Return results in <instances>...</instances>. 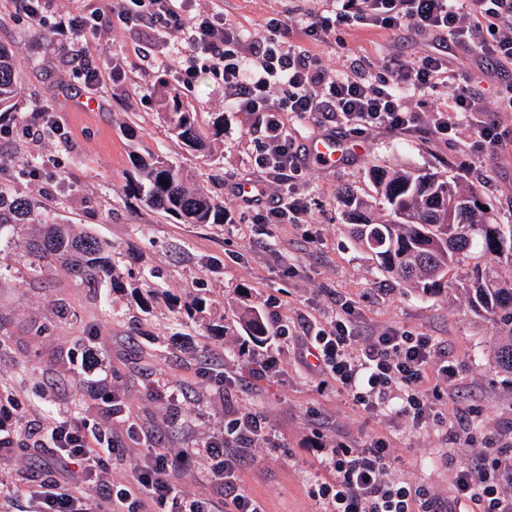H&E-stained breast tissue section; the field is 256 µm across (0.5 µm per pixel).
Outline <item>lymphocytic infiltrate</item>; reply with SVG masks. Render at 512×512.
Masks as SVG:
<instances>
[{"label": "lymphocytic infiltrate", "instance_id": "f902f5d3", "mask_svg": "<svg viewBox=\"0 0 512 512\" xmlns=\"http://www.w3.org/2000/svg\"><path fill=\"white\" fill-rule=\"evenodd\" d=\"M333 10L307 13L304 34L324 41L333 30L359 23L379 27L405 38L416 36L428 46L419 56H396L381 68L351 59L345 71L335 73L300 47L278 38L280 22L268 24V36L243 46L238 33L217 14L187 15L186 0H114L118 17L136 19L147 27L187 31L188 51L204 55L209 69L224 83V102L246 113L259 126L262 141L254 166L280 192L264 197L258 189L235 186L233 193L254 224H297L307 216V201L296 184L304 170L306 150L288 133L284 113L299 116L320 113L325 122L355 130L387 127L407 130L419 115L410 97L425 96L450 79L448 58L440 43L470 44L477 58L512 60V0H332ZM451 111L439 110L432 131L451 140L460 122H468L474 144L484 151L498 144L497 126L487 115L476 85L469 78L454 80ZM457 112L458 121L448 119ZM351 306L321 325L305 324L306 339L317 367L330 377L340 394L366 411L375 410L392 389H403L402 415L422 424L433 400L424 383L429 373L443 380L455 375L456 361L432 337L389 330L366 339L350 328ZM224 432L203 449L187 448L172 455L151 451L136 467L133 482L113 488L112 501L122 505L137 497L138 512H208L204 501L182 495L177 481L193 471L198 453L210 460L208 478L224 492L230 512H263L240 489L241 469L252 450L271 444L265 417L254 411L226 407ZM49 436L55 448L87 476L101 455L95 440L80 426L65 420ZM383 439L361 448L337 446L324 459L330 481L320 483L316 495L327 512H442L428 489L410 488L393 474L400 466ZM453 502L474 504L475 512H512V448H482L474 466L457 471Z\"/></svg>", "mask_w": 512, "mask_h": 512}]
</instances>
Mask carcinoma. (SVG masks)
Wrapping results in <instances>:
<instances>
[{
    "mask_svg": "<svg viewBox=\"0 0 512 512\" xmlns=\"http://www.w3.org/2000/svg\"><path fill=\"white\" fill-rule=\"evenodd\" d=\"M19 82L10 52L0 46V112L16 108ZM160 105L169 130L185 148L209 150L224 138V121L203 127L178 91L163 92ZM132 164L136 176L128 184V195L145 207L181 224L224 223V204L205 189L190 186L189 173L173 161L135 153ZM370 176L392 219L376 222L365 214L364 201L348 199L354 238L381 270L425 295L461 287L474 311L502 324L495 359L501 370L512 374V280L500 277L491 264L501 259L512 264V225L489 223L475 186L404 167L374 166ZM164 181L169 185H162ZM31 253L39 262L57 264L76 283L107 281L114 290L124 289L112 245L70 224H43ZM171 305L182 319L196 321L211 311L213 302L193 295L176 298ZM236 323L246 334V344L235 352L241 362L249 357L248 343L262 344L279 335L255 308L240 311Z\"/></svg>",
    "mask_w": 512,
    "mask_h": 512,
    "instance_id": "cac0c4a2",
    "label": "carcinoma"
}]
</instances>
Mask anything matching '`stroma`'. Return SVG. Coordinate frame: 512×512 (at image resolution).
<instances>
[{
  "label": "stroma",
  "mask_w": 512,
  "mask_h": 512,
  "mask_svg": "<svg viewBox=\"0 0 512 512\" xmlns=\"http://www.w3.org/2000/svg\"><path fill=\"white\" fill-rule=\"evenodd\" d=\"M309 7L308 0H190L187 13L222 14L248 41L265 35L271 19L283 20L281 39L307 44L332 69L356 57L379 67L425 50L362 25L305 43L300 29ZM67 12L98 20L96 34L74 44L54 39L51 27ZM0 44L12 49L22 76L18 107L6 117L14 131L0 137V192L31 203L35 219L72 224L110 243L120 266L156 270L160 291L145 311L132 291L85 288L62 270L38 267L24 249L32 225L0 210V426L10 441L0 449V512H31L29 492L46 482L85 491L90 512H112L101 489L132 480L149 453L147 434H158L171 453L201 447L223 430L228 400L261 412L276 442L256 449L240 475L263 512H319L313 490L329 477L321 461L339 445L384 438L402 461L398 478L443 502L475 449L489 442L512 448V374L499 371L491 355L499 325L474 313L462 291L425 296L381 271L349 234L342 203L356 195L385 218L369 170L404 164L479 186L497 222L512 224V111L497 114L499 145L491 154L476 148L469 127L451 141L431 132L433 110L451 103L447 86L422 98L421 121L405 132L288 117L297 143L333 137L348 153L332 168L307 162L298 183L310 207L302 223L248 224L232 192L257 179L251 160L258 134L248 116L225 109L223 84L203 66L181 96L203 126L223 120V147L211 155L186 149L157 105L160 87L179 89L176 66L189 57L184 34L121 21L112 0H45L37 23L13 0H0ZM83 57L101 70V83L89 87L77 77ZM136 150L167 155L191 172L223 200L228 222L180 224L128 197ZM31 163L39 176L27 174ZM198 292L233 308L278 313L291 325L304 315L324 322L347 302L357 335L400 329L431 336L455 356L458 371L446 384L430 374L427 388L443 384L447 392L422 425L400 415L399 391L367 412L312 369L301 339L252 346L244 365L229 355L237 337L217 340L204 326L177 322L167 295ZM89 350L101 360L97 369L83 359ZM272 356L278 367L264 372ZM66 419L110 450L98 469L99 490L88 489L84 473L58 452L34 446L29 425L46 429Z\"/></svg>",
  "instance_id": "stroma-1"
}]
</instances>
